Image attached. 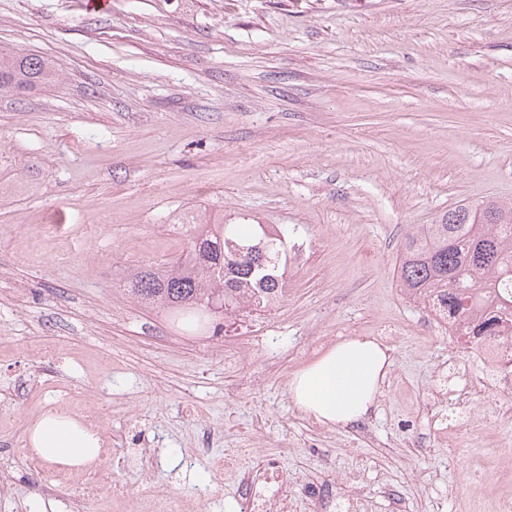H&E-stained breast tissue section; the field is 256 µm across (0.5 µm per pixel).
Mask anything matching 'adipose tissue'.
<instances>
[{
	"label": "adipose tissue",
	"instance_id": "adipose-tissue-1",
	"mask_svg": "<svg viewBox=\"0 0 512 512\" xmlns=\"http://www.w3.org/2000/svg\"><path fill=\"white\" fill-rule=\"evenodd\" d=\"M393 364L388 348L366 336H349L296 372L289 395L318 421L346 425L365 418ZM29 441L47 461L70 466L100 462L102 450L89 426L67 414H44Z\"/></svg>",
	"mask_w": 512,
	"mask_h": 512
}]
</instances>
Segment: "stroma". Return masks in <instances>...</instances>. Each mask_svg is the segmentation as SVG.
<instances>
[{"label":"stroma","instance_id":"obj_1","mask_svg":"<svg viewBox=\"0 0 512 512\" xmlns=\"http://www.w3.org/2000/svg\"><path fill=\"white\" fill-rule=\"evenodd\" d=\"M1 49L60 80L0 96V512H84L23 446L90 394L103 510L152 492L239 512L240 472L269 460L295 512L329 478L364 512H394L392 489L404 512L512 495V393L397 282L412 227L512 202V0H0ZM198 210L302 248L277 307L190 331L124 291ZM345 336L393 365L367 417L332 426L288 385Z\"/></svg>","mask_w":512,"mask_h":512}]
</instances>
